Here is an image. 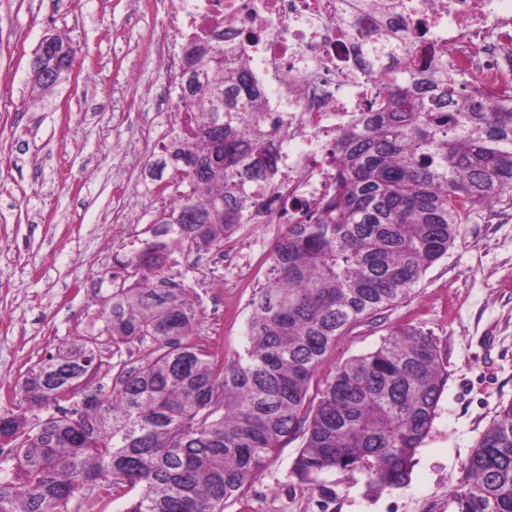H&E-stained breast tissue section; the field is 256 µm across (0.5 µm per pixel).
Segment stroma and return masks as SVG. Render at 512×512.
<instances>
[{
    "mask_svg": "<svg viewBox=\"0 0 512 512\" xmlns=\"http://www.w3.org/2000/svg\"><path fill=\"white\" fill-rule=\"evenodd\" d=\"M165 0H0V413L26 372L65 340L105 348L113 284L153 239L164 209L149 168L161 156L167 71L159 57ZM79 48L68 80L32 90L29 61L44 35ZM278 224H243L239 266L217 251L172 254L197 306L193 336L236 358L248 346L249 302L267 279ZM436 339L448 379L405 485L376 494L333 470L300 480L301 439L288 441L224 512H458L463 465L501 407L512 403V207L459 225L454 246L406 302L362 322L329 351L323 371L378 347L393 327Z\"/></svg>",
    "mask_w": 512,
    "mask_h": 512,
    "instance_id": "stroma-1",
    "label": "stroma"
}]
</instances>
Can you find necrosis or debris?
I'll use <instances>...</instances> for the list:
<instances>
[{"mask_svg": "<svg viewBox=\"0 0 512 512\" xmlns=\"http://www.w3.org/2000/svg\"><path fill=\"white\" fill-rule=\"evenodd\" d=\"M346 7V0H168L163 21L174 40L224 32L283 140V181L256 223L298 224L318 210L334 187L337 139L383 94L391 59L363 64L340 23ZM395 17L416 61L447 58L451 79L480 82L491 99L512 92V0H400Z\"/></svg>", "mask_w": 512, "mask_h": 512, "instance_id": "1", "label": "necrosis or debris"}]
</instances>
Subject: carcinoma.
Returning a JSON list of instances; mask_svg holds the SVG:
<instances>
[{
	"label": "carcinoma",
	"instance_id": "obj_1",
	"mask_svg": "<svg viewBox=\"0 0 512 512\" xmlns=\"http://www.w3.org/2000/svg\"><path fill=\"white\" fill-rule=\"evenodd\" d=\"M395 0H357L344 18L363 62L405 40ZM371 17L374 29L362 24ZM178 133L162 145L174 205L155 240L126 261L135 280L112 288L101 351L62 343L23 379L0 414L13 465L0 512H68L85 488L111 498L137 490L126 512H224L289 437L294 469L363 473L383 491L404 483L435 416L447 370L437 341L406 324L373 351L317 378L336 339L405 301L448 253L457 226L512 205V106L448 78V62L404 64L382 101L336 141L333 194L306 224H287L251 302L249 346L226 362L190 338L196 309L171 274L172 247L224 246L279 180L280 142L243 64L195 36ZM200 104L209 111L195 112ZM196 211L208 223L186 215ZM148 344L128 365L122 347ZM461 512H512V402L463 466Z\"/></svg>",
	"mask_w": 512,
	"mask_h": 512
}]
</instances>
